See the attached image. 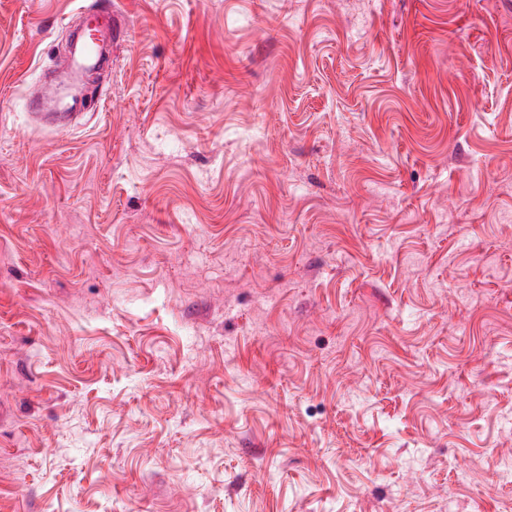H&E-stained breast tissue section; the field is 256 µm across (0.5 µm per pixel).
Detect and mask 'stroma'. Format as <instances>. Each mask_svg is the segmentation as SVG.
<instances>
[{
  "label": "stroma",
  "mask_w": 512,
  "mask_h": 512,
  "mask_svg": "<svg viewBox=\"0 0 512 512\" xmlns=\"http://www.w3.org/2000/svg\"><path fill=\"white\" fill-rule=\"evenodd\" d=\"M501 457L512 0H0V512H504ZM81 14L87 16L88 23L72 54L75 79L80 78L85 70L112 60V10L93 13L83 7Z\"/></svg>",
  "instance_id": "35a3bbf8"
}]
</instances>
